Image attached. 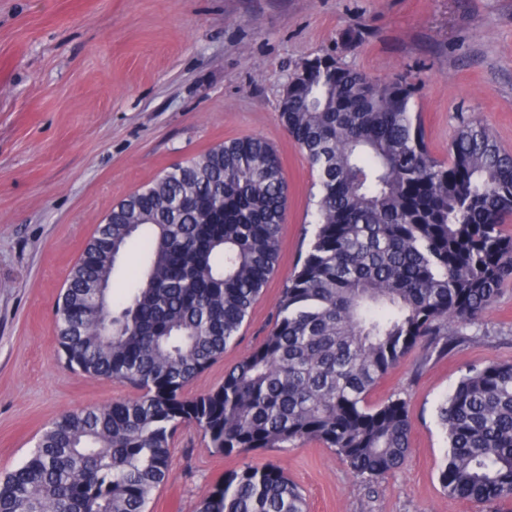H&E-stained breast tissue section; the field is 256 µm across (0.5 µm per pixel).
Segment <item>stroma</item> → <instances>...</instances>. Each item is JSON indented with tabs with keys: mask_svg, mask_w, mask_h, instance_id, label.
<instances>
[{
	"mask_svg": "<svg viewBox=\"0 0 512 512\" xmlns=\"http://www.w3.org/2000/svg\"><path fill=\"white\" fill-rule=\"evenodd\" d=\"M318 56L379 81L409 74L437 158L465 119L512 152V0H0V474L61 414L136 395L58 359L57 298L97 224L171 165L248 136L277 149L288 184L280 255L238 340L190 393L263 340L308 247L316 181L279 107ZM465 332L447 355L414 350L370 394L407 403L411 453L394 475L355 477L316 441L217 455L185 425L148 512H194L246 464L283 469L309 512H494L443 490L438 407L468 367L512 361V281Z\"/></svg>",
	"mask_w": 512,
	"mask_h": 512,
	"instance_id": "1",
	"label": "stroma"
}]
</instances>
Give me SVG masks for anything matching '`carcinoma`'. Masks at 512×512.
<instances>
[{
    "label": "carcinoma",
    "mask_w": 512,
    "mask_h": 512,
    "mask_svg": "<svg viewBox=\"0 0 512 512\" xmlns=\"http://www.w3.org/2000/svg\"><path fill=\"white\" fill-rule=\"evenodd\" d=\"M414 84L376 82L333 57L290 77L280 117L317 174L314 232L260 345L198 395L280 252L288 197L261 137L232 139L165 169L112 206L73 265L56 310L64 365L119 379L130 400L66 413L0 476V512H148L177 430L212 452L317 441L356 475L381 479L410 453L405 400L368 402L419 347L448 352L512 279V154L464 121L448 159L431 155ZM133 239L139 268L112 304ZM448 494L512 503V362L469 369L440 404ZM196 512H308L275 465H245Z\"/></svg>",
    "instance_id": "1"
}]
</instances>
